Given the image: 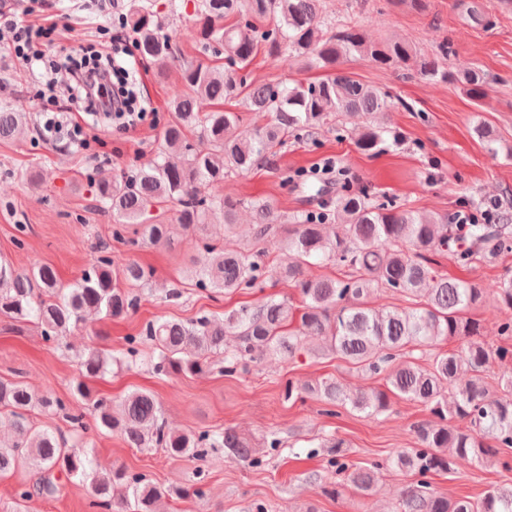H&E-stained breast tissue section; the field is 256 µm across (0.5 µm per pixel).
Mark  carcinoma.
Segmentation results:
<instances>
[{
    "label": "carcinoma",
    "mask_w": 512,
    "mask_h": 512,
    "mask_svg": "<svg viewBox=\"0 0 512 512\" xmlns=\"http://www.w3.org/2000/svg\"><path fill=\"white\" fill-rule=\"evenodd\" d=\"M322 0H193L198 27V50L212 59L186 66L181 74L186 92L171 101L173 119L162 132L155 157L131 174L96 185L95 206L117 221L112 234L131 246L149 242L171 243L170 225L150 214L155 203L177 202V221L194 234L218 212L231 227L240 202L216 194L203 197L197 184L215 187L232 173H244L276 153L299 131L309 132L334 115L374 118L389 110L388 95L365 84L341 65L351 57H367L378 65L413 71L429 79L459 84L477 107H482L488 74L473 66L454 71L448 66V44H440L431 58L417 57L406 40L371 41L347 23L327 24ZM122 25L133 37L140 57L162 64L174 56L175 43L158 21L153 0H126ZM273 21V27L265 22ZM270 55L288 52L309 68L326 72L323 79L290 85H253L243 75L259 50ZM244 94L246 107L265 123L255 132L242 128L237 112L223 109L224 99ZM27 115L0 103V140L12 139ZM208 141L209 151L193 148L188 133ZM473 132L488 150L498 152L492 125L479 119ZM388 130L369 125L356 139L364 154L380 150ZM253 251H228L200 237L199 256L191 279L196 286L217 293H233L258 286L264 274L260 242L274 230L270 206L253 205ZM336 223L334 237L324 225ZM288 262L276 273L292 282L300 305L270 298L254 308H241L222 319L203 315L189 322L158 320L146 324L139 338H129L121 356L91 346L78 354L82 376L95 378L112 365L133 364L138 344L152 349V370L159 376L197 374L223 357V372L271 355L294 357L302 337L318 336L321 349L369 374L387 373L386 388L346 392L334 379L288 382V399L312 397L322 412L350 408L371 416L387 411L391 398L420 404L434 417L432 424L416 427L418 447L366 466L344 460V440H327L336 449L330 465L345 475L347 484L368 492L383 470L398 467L412 472L416 481L403 492L401 512H512V487L490 485L475 499L449 498L431 486L434 473H455L464 464L493 462L512 470V317L499 326L506 344L484 345L480 324L469 316L483 302V288L473 281L450 280L437 273L431 256L452 253L464 263L512 252V213L494 224H453L448 217L380 203L364 191L344 188L331 213L307 212L294 217L286 232ZM326 263L344 269L341 278H306L308 264ZM152 270L136 261L119 262L109 250L101 251L90 267L71 285L61 284L56 270L46 264L19 270L0 257V317L40 328L47 342H60L78 327L89 312L117 317L137 307L132 288L151 286ZM376 289L413 301L408 308L375 310L366 299ZM237 337L234 349H224V336ZM453 339L466 345L457 351H434ZM470 373L467 381L458 373ZM63 415L79 439L73 443L60 432L35 426L30 414ZM11 432L0 441V474L28 469L35 476L36 492L58 491L57 475L89 482L91 505L100 512H158L165 492L143 475L122 468L104 469L88 449L84 435L119 433L132 448H163L173 457L197 456L203 448H222L242 461L257 462L255 449L233 429L173 433L164 412L146 390L128 392L119 406L96 398L82 380L73 386V400L39 395L26 382L0 378V427ZM33 497L26 487L0 512H25Z\"/></svg>",
    "instance_id": "cac0c4a2"
}]
</instances>
